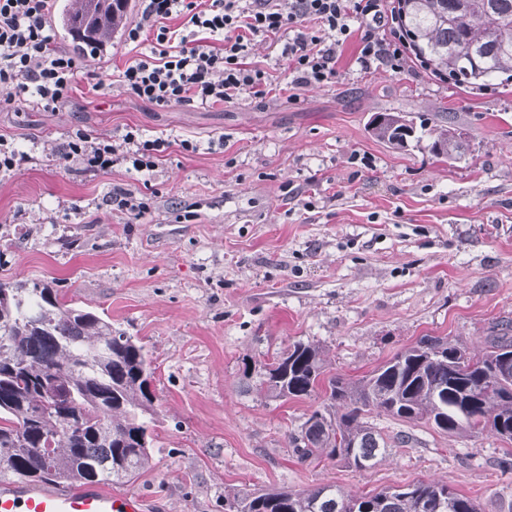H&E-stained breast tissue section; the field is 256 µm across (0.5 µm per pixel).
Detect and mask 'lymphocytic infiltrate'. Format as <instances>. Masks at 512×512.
<instances>
[{
    "mask_svg": "<svg viewBox=\"0 0 512 512\" xmlns=\"http://www.w3.org/2000/svg\"><path fill=\"white\" fill-rule=\"evenodd\" d=\"M51 9L52 0H0V93L6 101L47 111L67 99L78 58L57 46ZM174 16L183 20L176 30L167 24ZM359 20L368 25L359 44L360 67L404 72L406 41L393 27L389 0H140L125 41L150 37V53L119 71L117 82L160 109L233 105L245 92L261 97L267 76L250 55L258 38L277 36L291 85L327 86L336 81L337 54ZM170 146L134 128L115 138L75 127L59 154L89 173L108 172L123 160L147 175Z\"/></svg>",
    "mask_w": 512,
    "mask_h": 512,
    "instance_id": "f902f5d3",
    "label": "lymphocytic infiltrate"
}]
</instances>
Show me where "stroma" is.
<instances>
[{"label": "stroma", "mask_w": 512, "mask_h": 512, "mask_svg": "<svg viewBox=\"0 0 512 512\" xmlns=\"http://www.w3.org/2000/svg\"><path fill=\"white\" fill-rule=\"evenodd\" d=\"M354 32L329 87H288L269 41L255 59L272 89L228 106L158 109L119 85L84 78L53 111L0 99V136L28 160L0 178V279L51 283L64 301L106 313L137 338L155 367L154 466L117 493L145 512H224L229 487L353 494L439 482L512 512V443L450 437L381 416L408 433L375 468L322 458L299 464L289 434L316 401L265 400L240 388L244 362L294 341L322 347L329 370L361 375L420 336L484 345L492 322L512 320V89L462 90L417 62L392 74L361 70ZM406 112L425 133L402 150L369 122ZM452 116L470 145L436 157L426 133ZM128 128L171 141L140 222L108 205L113 187H141L125 163L93 175L63 168L67 132ZM197 143L180 152L182 140ZM192 220L181 222L183 208Z\"/></svg>", "instance_id": "stroma-1"}]
</instances>
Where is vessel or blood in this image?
Returning a JSON list of instances; mask_svg holds the SVG:
<instances>
[{"instance_id":"1","label":"vessel or blood","mask_w":512,"mask_h":512,"mask_svg":"<svg viewBox=\"0 0 512 512\" xmlns=\"http://www.w3.org/2000/svg\"><path fill=\"white\" fill-rule=\"evenodd\" d=\"M0 512H144L140 497L112 493L95 485L38 486L28 482L0 484Z\"/></svg>"}]
</instances>
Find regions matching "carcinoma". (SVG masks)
Masks as SVG:
<instances>
[{
    "label": "carcinoma",
    "mask_w": 512,
    "mask_h": 512,
    "mask_svg": "<svg viewBox=\"0 0 512 512\" xmlns=\"http://www.w3.org/2000/svg\"><path fill=\"white\" fill-rule=\"evenodd\" d=\"M414 59L433 75L477 90L512 85V0H396ZM127 0H66L75 38L107 46L124 28ZM372 135L404 148L413 120L383 112ZM431 149L450 162L468 143L453 122L432 129ZM155 369L144 346L92 309L60 301L45 282L0 279V482L128 483L151 467ZM243 391L321 399L290 436L305 463L326 456L368 471L411 442L373 424L386 415L449 436L512 441V322L469 350L425 336L367 374L329 375L321 347L297 341L254 368ZM225 512H482L475 500L416 481L357 496L332 485L224 494Z\"/></svg>",
    "instance_id": "obj_1"
}]
</instances>
